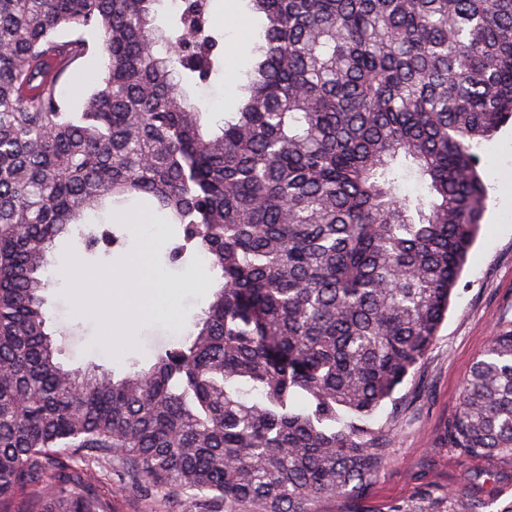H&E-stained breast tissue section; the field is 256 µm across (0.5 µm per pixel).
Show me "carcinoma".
Returning a JSON list of instances; mask_svg holds the SVG:
<instances>
[{
  "instance_id": "obj_1",
  "label": "carcinoma",
  "mask_w": 512,
  "mask_h": 512,
  "mask_svg": "<svg viewBox=\"0 0 512 512\" xmlns=\"http://www.w3.org/2000/svg\"><path fill=\"white\" fill-rule=\"evenodd\" d=\"M212 5L0 0V512H100L76 458L205 512L353 505L386 463L368 419L438 335L486 208L478 150L512 120V0H248L261 45L213 127L192 92L224 78ZM88 33L105 70L72 112L56 87ZM134 199L168 263L209 259L207 306L147 368L72 373L48 254L123 246L103 212ZM443 441L512 458V324Z\"/></svg>"
}]
</instances>
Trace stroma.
I'll return each mask as SVG.
<instances>
[{"label": "stroma", "instance_id": "35a3bbf8", "mask_svg": "<svg viewBox=\"0 0 512 512\" xmlns=\"http://www.w3.org/2000/svg\"><path fill=\"white\" fill-rule=\"evenodd\" d=\"M245 0H216L215 19L224 29L227 50L224 68L232 81L214 83L204 89L209 112L214 117L233 111L239 97V82L257 39L252 29L240 26ZM101 61L98 49L77 61L61 81L58 93L63 102L77 106L95 85ZM480 168L488 187L487 208L478 238L469 254L461 279L451 298L448 314L435 342L414 373L372 417L373 425H389L394 438L388 460L371 485L362 504L364 512H391L392 507L422 502L425 493L441 495L459 486L482 500L512 498V462L492 456H463L455 449L436 447L435 440L456 410L459 394L472 363L487 346L494 330L512 322V124L504 126L480 153ZM127 234L124 248L112 255H88L80 246H58L57 259L77 257L87 268L110 273L131 259L145 257L151 270L163 272L176 291L165 299L163 312L150 314L155 299L131 290L133 306L141 310L124 331L126 352L114 359L100 347V311L105 297L84 295L94 312L77 310L74 297L79 284L58 283L46 293L51 320L60 348L58 362L66 369L85 371L90 364L103 365L115 375L128 372L132 364L151 360L155 347L169 336L187 334L193 318L207 295L180 287L184 266L165 264L168 229L160 217L129 202L117 211ZM82 294V293H81ZM506 472V479L484 481L488 472ZM105 512H194L183 496L162 491L149 498L123 475L120 464L112 466L111 485H97Z\"/></svg>", "mask_w": 512, "mask_h": 512}]
</instances>
